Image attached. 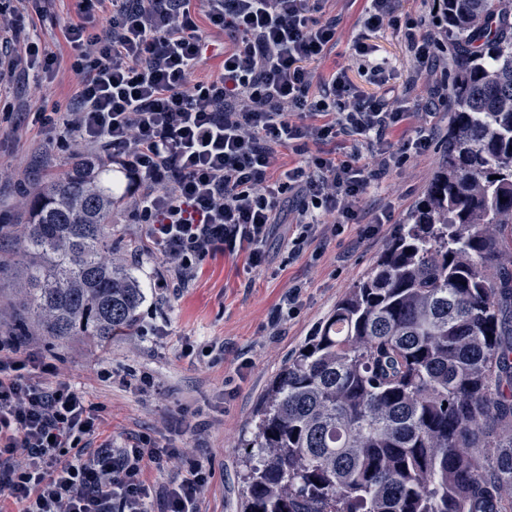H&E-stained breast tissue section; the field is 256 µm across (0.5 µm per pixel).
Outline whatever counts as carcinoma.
<instances>
[{
    "instance_id": "1",
    "label": "carcinoma",
    "mask_w": 512,
    "mask_h": 512,
    "mask_svg": "<svg viewBox=\"0 0 512 512\" xmlns=\"http://www.w3.org/2000/svg\"><path fill=\"white\" fill-rule=\"evenodd\" d=\"M457 45L448 156L408 222L268 385L243 512H512V0H441ZM94 159L32 194L31 318L125 333L144 298L112 258Z\"/></svg>"
}]
</instances>
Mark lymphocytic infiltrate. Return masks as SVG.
I'll return each instance as SVG.
<instances>
[{"label": "lymphocytic infiltrate", "mask_w": 512, "mask_h": 512, "mask_svg": "<svg viewBox=\"0 0 512 512\" xmlns=\"http://www.w3.org/2000/svg\"><path fill=\"white\" fill-rule=\"evenodd\" d=\"M88 9L111 4L102 33L68 28L72 71L80 88L66 111L44 112L43 124L63 126L69 145L96 149L136 189L130 202L146 229V249L177 288L198 262L224 246L265 262L272 225L293 202L288 250L313 246L321 256L353 224L377 235L391 213L360 222L368 190L414 155L425 153L432 130L418 126L401 144L390 140L411 112L362 94L346 72L313 92L312 63L336 42L326 0H82ZM394 0H369L365 27L394 29L414 62V78L439 69L444 41L440 12L400 16ZM232 40L222 70L197 79L210 43L196 22ZM0 49V86L40 56L33 39L12 28ZM43 57V56H40ZM52 71L54 56L43 57ZM349 149L336 158L331 148ZM299 155L282 169L277 150ZM371 163H363V155ZM101 408L89 403L41 352L0 335V496L15 512H197L208 470L192 463L154 496L148 474L179 459L150 437L129 448L103 437Z\"/></svg>", "instance_id": "f902f5d3"}]
</instances>
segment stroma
<instances>
[{"mask_svg": "<svg viewBox=\"0 0 512 512\" xmlns=\"http://www.w3.org/2000/svg\"><path fill=\"white\" fill-rule=\"evenodd\" d=\"M366 5V0H328L325 10L337 20L336 43L314 63L317 79L343 70L366 94L382 95L393 87L409 102H425L434 87L449 81V73L442 68L411 82L410 54L393 29L365 28ZM0 19L22 25L57 58L53 76L33 69L0 92V101L10 107L0 113V333L16 335L28 315L20 288L25 259L18 249L27 201L48 177L63 174L71 157L61 143L63 129L43 126L34 112L39 106L49 112L65 108L78 89L66 26L83 23L95 32L102 22L83 12L78 0H47L39 14L27 0H0ZM359 41L385 63L386 84L375 83L355 53ZM451 118L449 107H442L431 120L430 150L369 189L361 221L372 222L381 206H389L393 218L383 232L362 239L350 229L316 263L310 252L289 254L288 227L281 224L271 231L263 267H251L246 251L228 247L201 261L187 286L162 291L153 283L164 266L146 251L143 226L133 223L128 208L116 209L112 228L121 246L114 257L133 269L145 294L135 329L105 347L88 337L58 342L35 331L25 345L46 355L61 378L103 407L104 434L113 447H130L148 435L158 445L181 449L184 459L202 461L214 473L200 512H241L243 446L252 438L267 386L370 270L397 225L423 198L446 158ZM296 280L306 284L300 315L283 322L282 335H267L265 325L280 296Z\"/></svg>", "mask_w": 512, "mask_h": 512, "instance_id": "35a3bbf8", "label": "stroma"}]
</instances>
